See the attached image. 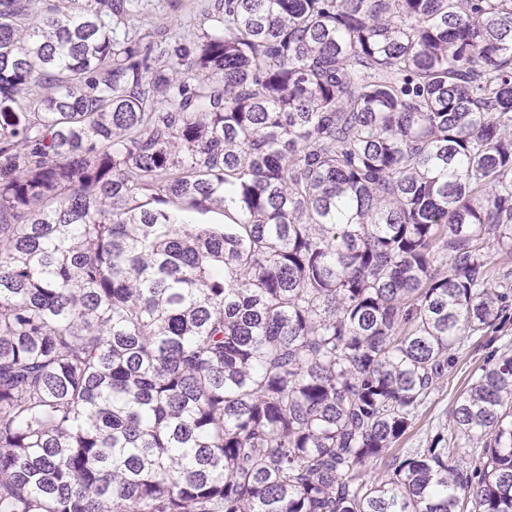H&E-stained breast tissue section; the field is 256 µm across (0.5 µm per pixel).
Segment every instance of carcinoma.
<instances>
[{
    "label": "carcinoma",
    "instance_id": "carcinoma-1",
    "mask_svg": "<svg viewBox=\"0 0 512 512\" xmlns=\"http://www.w3.org/2000/svg\"><path fill=\"white\" fill-rule=\"evenodd\" d=\"M144 2L0 0V512H512V0ZM209 0H147L141 16L143 27L149 31L177 30L191 32L202 7ZM495 331L490 329L485 339L481 341L463 339L456 367L438 381V391L432 401L420 410L413 428L403 437L398 448H422L420 446L434 432L438 423L449 424L450 412L465 385L466 378L483 364L494 341L493 347H499L501 352L512 349V321L509 320L500 332ZM491 339L492 343L486 346Z\"/></svg>",
    "mask_w": 512,
    "mask_h": 512
}]
</instances>
